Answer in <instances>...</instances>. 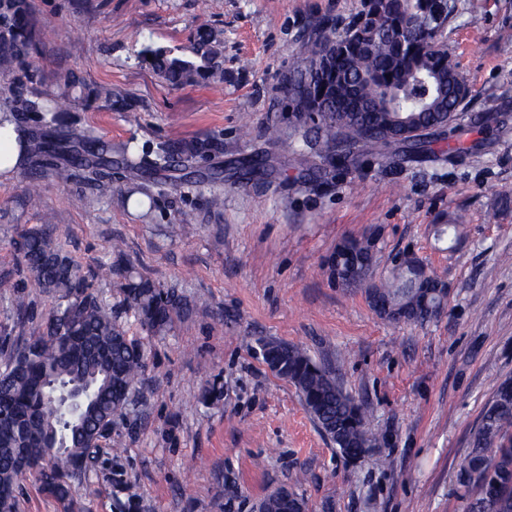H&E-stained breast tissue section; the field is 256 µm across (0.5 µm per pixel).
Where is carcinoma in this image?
<instances>
[{
  "mask_svg": "<svg viewBox=\"0 0 512 512\" xmlns=\"http://www.w3.org/2000/svg\"><path fill=\"white\" fill-rule=\"evenodd\" d=\"M437 7L436 0H362V9L347 23L329 26L334 45L325 48L324 37L301 49L303 64L290 72L284 100L295 123L317 135V148L306 156L311 168L324 173L338 166L356 169L361 151L396 144L399 120L416 128L441 127L448 113L462 110L468 87L444 38L420 24ZM32 42L27 0H0V70L21 64ZM221 44L220 33L202 27L190 56L151 48L142 54L152 56L154 72L178 86L224 79L216 65ZM67 103L66 95L26 102L25 109L38 114L42 132L18 137L31 167L48 166L62 182L74 176L86 153L103 162V168L93 171V180L103 184L114 152L131 171L141 172L168 169L178 159L189 164L219 150L216 142L196 140L132 154L86 127L64 122ZM278 164L277 155L264 150L250 157L246 173L268 177ZM55 228L47 216L42 224L22 230L14 242L28 280L51 297L53 306L41 329L16 342L6 340L0 349V512H16V488L23 478L20 459L46 461L56 437L71 465L40 466L35 472L44 492L60 500L70 497L71 482L85 476L96 450L112 436V424L141 383L146 365L142 345L127 335L112 307L62 252ZM354 262L358 275L348 280L350 285L371 273V240L347 239L328 258L342 268ZM439 285L436 275L410 258L395 269L391 282L367 289L368 300L382 317L422 324L444 308L446 294ZM120 293L123 305L154 335L169 330L184 310L176 289L130 273ZM261 353L278 376L296 387L304 408L344 455L358 457L377 441L366 429V409L330 370L283 342L266 341ZM60 382L91 384V397L76 419L63 417L50 397L51 386ZM457 482L468 494L467 512H512L511 376L484 406ZM288 495L285 499L274 492L265 498L268 512H306L303 497L292 490Z\"/></svg>",
  "mask_w": 512,
  "mask_h": 512,
  "instance_id": "cac0c4a2",
  "label": "carcinoma"
}]
</instances>
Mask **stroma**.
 Wrapping results in <instances>:
<instances>
[{
	"mask_svg": "<svg viewBox=\"0 0 512 512\" xmlns=\"http://www.w3.org/2000/svg\"><path fill=\"white\" fill-rule=\"evenodd\" d=\"M37 38L23 70L0 72V113L25 131L20 111L40 94L73 93L64 118L140 152L161 142L210 138L219 152L196 161L176 185L129 173L113 161L110 188L87 169L67 183L50 168L22 164L0 179V336H24L45 322L49 303L31 290L25 317L11 299L26 284L14 242L51 214L63 252L98 294L119 301V281L101 265L176 288L188 311L161 336L133 312L119 320L142 343L147 368L96 466L73 483L80 512H254L288 488L308 512H465L456 482L482 409L512 376V0H457L448 50L469 89L454 136L439 157L378 159L329 178L306 174L280 151L282 173L265 184L240 163L264 149L266 127L302 146L282 86L298 50L328 19L348 20L361 0H29ZM221 31L224 79L174 87L142 65L145 47L189 51L200 26ZM120 94L99 97L100 87ZM223 169L221 186L201 174ZM224 206L212 208L213 189ZM465 214L455 241L439 224ZM191 216L192 231L168 227ZM373 237L371 283L395 260L419 259L448 288L430 322L380 317L366 286L341 285L326 261L348 238ZM304 349L331 366L343 389L368 409L375 448L345 457L320 430L296 388L271 371L260 340ZM220 387L203 404L205 386Z\"/></svg>",
	"mask_w": 512,
	"mask_h": 512,
	"instance_id": "35a3bbf8",
	"label": "stroma"
}]
</instances>
